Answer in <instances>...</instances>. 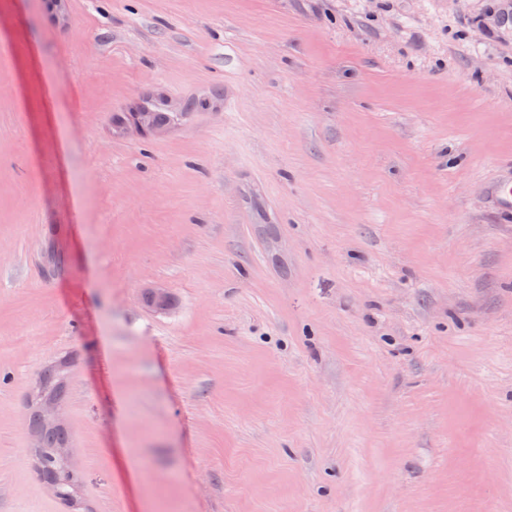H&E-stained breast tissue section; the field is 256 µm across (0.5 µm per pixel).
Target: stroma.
<instances>
[{"mask_svg":"<svg viewBox=\"0 0 512 512\" xmlns=\"http://www.w3.org/2000/svg\"><path fill=\"white\" fill-rule=\"evenodd\" d=\"M0 45V512H512V0H0ZM152 110L154 111V119L151 113L152 111L150 110H148L150 112H133L131 114L132 123L143 130H148L150 132H161L167 129L168 127L160 126L157 124H169L179 119L172 112H161L156 109ZM154 120L157 124H155ZM46 368L39 380L41 389L39 401L52 400L58 403L64 398L66 392L65 384L61 385L60 366L53 364ZM39 403L37 402L36 404L39 405ZM38 405L30 413L29 426L32 431L40 435L42 441L41 448H39L40 440L38 445L37 439L35 446H33V448H37L39 472L43 477H49L53 481L57 495L65 501L71 498L76 483L79 481L77 475L70 469L68 464L62 462L57 457L58 455L62 460L68 459L69 448H60L62 444L67 442V436L61 428L44 429L38 414ZM49 483L53 486V483Z\"/></svg>","mask_w":512,"mask_h":512,"instance_id":"35a3bbf8","label":"stroma"}]
</instances>
